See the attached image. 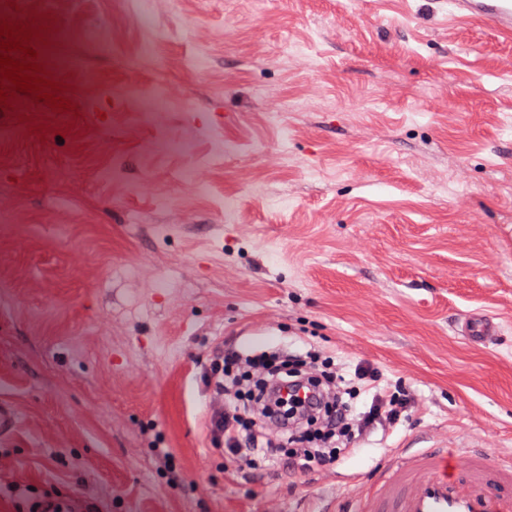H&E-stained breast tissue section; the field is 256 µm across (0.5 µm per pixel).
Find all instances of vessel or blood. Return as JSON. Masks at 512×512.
Returning a JSON list of instances; mask_svg holds the SVG:
<instances>
[{"instance_id":"b4317fda","label":"vessel or blood","mask_w":512,"mask_h":512,"mask_svg":"<svg viewBox=\"0 0 512 512\" xmlns=\"http://www.w3.org/2000/svg\"><path fill=\"white\" fill-rule=\"evenodd\" d=\"M450 19L487 22L512 37V0H451ZM462 331L478 342L496 335L488 316L464 318ZM368 512H512V462L470 457L452 464L439 445L383 465L367 494Z\"/></svg>"}]
</instances>
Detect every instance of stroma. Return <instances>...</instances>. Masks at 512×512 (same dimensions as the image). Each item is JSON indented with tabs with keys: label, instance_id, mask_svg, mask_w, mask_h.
Here are the masks:
<instances>
[{
	"label": "stroma",
	"instance_id": "stroma-1",
	"mask_svg": "<svg viewBox=\"0 0 512 512\" xmlns=\"http://www.w3.org/2000/svg\"><path fill=\"white\" fill-rule=\"evenodd\" d=\"M7 18L44 26L33 48L68 61L51 78L73 108L27 92L0 110V404L19 415L0 512L46 493L356 512L426 439L512 459V37L437 0H19ZM159 86L183 95L135 119ZM472 313L498 336H461ZM225 338L367 362L359 402L415 401L335 472L243 469L212 447L196 379Z\"/></svg>",
	"mask_w": 512,
	"mask_h": 512
}]
</instances>
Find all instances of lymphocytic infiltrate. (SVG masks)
<instances>
[{"instance_id": "1", "label": "lymphocytic infiltrate", "mask_w": 512, "mask_h": 512, "mask_svg": "<svg viewBox=\"0 0 512 512\" xmlns=\"http://www.w3.org/2000/svg\"><path fill=\"white\" fill-rule=\"evenodd\" d=\"M374 374L362 364L349 382L312 360L291 356L277 364L222 344L201 372L211 396L207 431L225 455L271 461L292 480L315 469L335 470L339 449L351 447L368 426L397 417L396 406L379 400L354 415L359 383Z\"/></svg>"}]
</instances>
